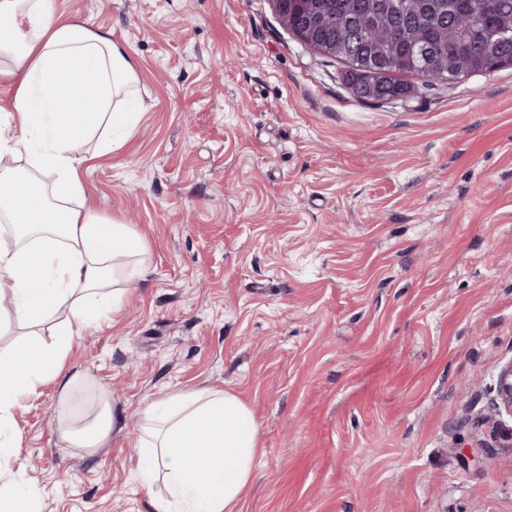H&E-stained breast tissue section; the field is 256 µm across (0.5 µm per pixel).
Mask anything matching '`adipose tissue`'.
<instances>
[{"label": "adipose tissue", "instance_id": "obj_1", "mask_svg": "<svg viewBox=\"0 0 512 512\" xmlns=\"http://www.w3.org/2000/svg\"><path fill=\"white\" fill-rule=\"evenodd\" d=\"M0 82L13 95L0 121V222L14 244L0 250V297L32 335L13 353L0 352V470L15 443L14 409L60 370L73 336L118 303L107 288L105 262L141 256L128 225L87 208L83 164L119 149L144 105L137 71L110 31L58 14L53 0H0ZM52 323L51 341L35 328ZM62 383L59 432L95 451L112 432L107 397L74 419ZM138 467L144 484L167 482L172 500L160 512H232L260 453L251 409L234 393L198 389L146 405Z\"/></svg>", "mask_w": 512, "mask_h": 512}]
</instances>
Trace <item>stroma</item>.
<instances>
[{
    "label": "stroma",
    "mask_w": 512,
    "mask_h": 512,
    "mask_svg": "<svg viewBox=\"0 0 512 512\" xmlns=\"http://www.w3.org/2000/svg\"><path fill=\"white\" fill-rule=\"evenodd\" d=\"M111 31L147 104L89 160V205L146 244L63 365L107 394L96 453L59 381L14 412L6 483L42 512H159L145 405L222 389L262 453L234 512H512L492 410L512 360V66L360 102L274 0H55ZM76 382V376L67 377L62 383V417L59 422V432L63 439L78 448L93 452L99 448L112 432V412L105 395L99 398L94 412H87L81 421L73 419L76 404L73 402L71 390Z\"/></svg>",
    "instance_id": "stroma-1"
}]
</instances>
